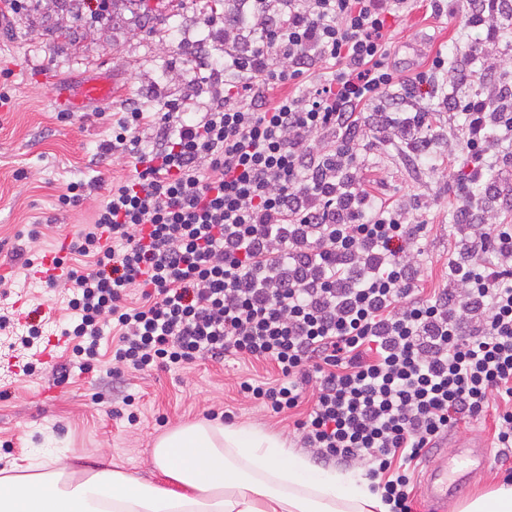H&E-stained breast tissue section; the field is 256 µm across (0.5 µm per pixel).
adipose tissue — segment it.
<instances>
[{
  "mask_svg": "<svg viewBox=\"0 0 512 512\" xmlns=\"http://www.w3.org/2000/svg\"><path fill=\"white\" fill-rule=\"evenodd\" d=\"M152 485L110 460L84 476L52 453L0 469V512H390L369 481L317 469L256 428L194 423L159 438Z\"/></svg>",
  "mask_w": 512,
  "mask_h": 512,
  "instance_id": "obj_1",
  "label": "adipose tissue"
}]
</instances>
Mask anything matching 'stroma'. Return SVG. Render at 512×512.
I'll return each instance as SVG.
<instances>
[{
    "label": "stroma",
    "mask_w": 512,
    "mask_h": 512,
    "mask_svg": "<svg viewBox=\"0 0 512 512\" xmlns=\"http://www.w3.org/2000/svg\"><path fill=\"white\" fill-rule=\"evenodd\" d=\"M467 11L466 0H456L447 15L418 7L392 20L390 65L411 76L426 70L440 53L456 71L455 94L480 89L492 95L512 86V20H504L502 34L489 40L481 30L467 26ZM251 25L249 15L221 10L212 26H203L198 0H142L103 19L90 17L81 0H33L29 11L0 22V68L14 73L11 101L0 106V264L12 268L18 232L38 230L32 248L44 253L70 239L73 225L86 221L93 201L74 208L58 204L66 184L98 179L107 186L126 174L122 160L111 158L100 165L94 161L111 133L113 112L129 99L150 109L186 98L205 106L213 85L210 72L224 67L225 29L246 35ZM59 27L69 28L70 41L53 37ZM191 37L203 42L211 69H196L185 50ZM491 62L496 70H488ZM96 77L112 86L107 100L73 114L58 111L51 98L55 87ZM411 105L434 113L429 158L411 165L405 143L394 133L360 151L361 175L373 182L379 197L423 215L428 228L418 245L429 263L424 285L439 288L446 283L445 262L464 252L465 234L457 216L462 201L447 179L431 171L429 160L451 156L456 170L468 169L469 161L463 153H448L461 116L449 115L429 89ZM38 307L50 311L53 320L44 331L52 333L54 319L63 314L57 292L36 286L0 296V309L28 312ZM10 343V337L0 335V457L51 448L75 459L83 470L94 468L105 456L119 469L160 484L164 478L152 461L155 440L184 423L204 420L211 409L230 412L234 423L281 437L291 453L301 451L292 417L271 415L239 393L242 380L276 379L273 366L229 356L221 362L200 359L151 372L126 368L123 386L116 390L107 380L76 371L69 380H60L55 368L66 353L62 347L53 349L35 374L15 373L13 365L23 352ZM127 394L138 402L139 420L133 424L118 414ZM493 431L494 416L488 413L449 432L446 455H453V443L479 442L487 449V463L460 496L449 500L447 512H461L512 471V458L501 460L492 446Z\"/></svg>",
    "instance_id": "35a3bbf8"
}]
</instances>
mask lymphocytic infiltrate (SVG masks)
<instances>
[{
    "instance_id": "lymphocytic-infiltrate-1",
    "label": "lymphocytic infiltrate",
    "mask_w": 512,
    "mask_h": 512,
    "mask_svg": "<svg viewBox=\"0 0 512 512\" xmlns=\"http://www.w3.org/2000/svg\"><path fill=\"white\" fill-rule=\"evenodd\" d=\"M236 2L257 39L243 56L225 32L231 77L215 80L199 119L183 120V101L131 103L112 122L101 154L132 169L67 247L89 270L45 282L66 303L54 333L72 345L57 370L92 372L109 337L113 362L137 371L230 355L274 365L279 379L242 382L244 396L280 415L302 409L312 385L294 422L301 447L324 464L363 463L392 512H412L413 464L459 422L494 411V445L512 452V224L484 211L467 221V258L428 292L421 214L355 172L362 143L393 129L414 132L415 155L429 148L430 112L399 106L438 88L448 60L411 78L389 64L390 22L411 0ZM505 17L507 0H468L466 23L487 38ZM314 69L318 86L273 97ZM511 98L448 102L475 162L449 173L457 189L494 175L492 155L512 144ZM145 127L156 148H143Z\"/></svg>"
}]
</instances>
